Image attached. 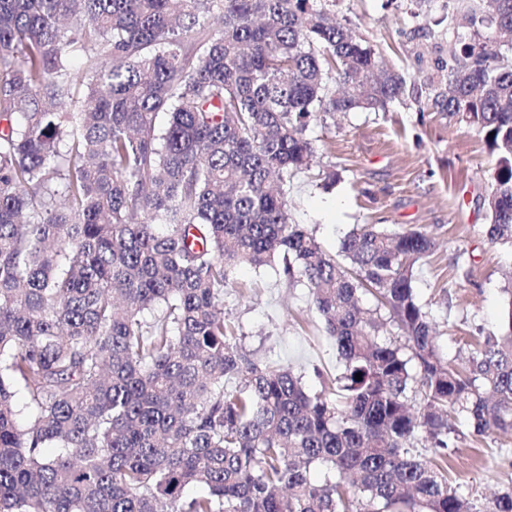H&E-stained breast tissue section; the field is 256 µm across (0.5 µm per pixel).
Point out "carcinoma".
Segmentation results:
<instances>
[{
	"mask_svg": "<svg viewBox=\"0 0 512 512\" xmlns=\"http://www.w3.org/2000/svg\"><path fill=\"white\" fill-rule=\"evenodd\" d=\"M334 7L0 0V512H512L448 481L456 420L512 434V277L460 365L414 287L432 234L358 224L333 256L290 222L308 127L407 92ZM446 7L472 35L424 106L483 135L512 245V0ZM276 263L342 365L315 392L224 316Z\"/></svg>",
	"mask_w": 512,
	"mask_h": 512,
	"instance_id": "carcinoma-1",
	"label": "carcinoma"
}]
</instances>
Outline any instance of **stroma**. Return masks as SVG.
<instances>
[{
	"instance_id": "obj_1",
	"label": "stroma",
	"mask_w": 512,
	"mask_h": 512,
	"mask_svg": "<svg viewBox=\"0 0 512 512\" xmlns=\"http://www.w3.org/2000/svg\"><path fill=\"white\" fill-rule=\"evenodd\" d=\"M446 0H338L336 19L350 24L394 63L415 95L384 112H351L312 124L307 136L322 165L335 166V184L317 169L288 189L290 217L337 253L356 224L393 230L425 228L439 250L415 269L420 303L439 326L448 355L474 338L499 331L508 309L505 274L512 248L490 243L482 203L495 158L476 128L423 110L426 77L448 48ZM429 35H422V28ZM224 313L256 358L278 360L319 389L318 373L335 376L341 364L308 288L289 286L273 268L242 269L224 291ZM448 452L454 482L486 500L512 485V437L475 435L459 423Z\"/></svg>"
}]
</instances>
